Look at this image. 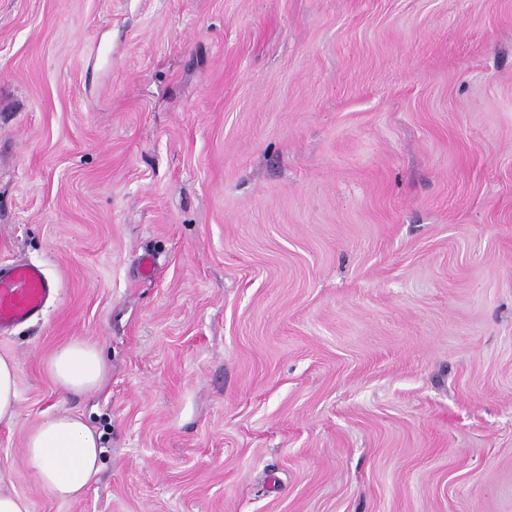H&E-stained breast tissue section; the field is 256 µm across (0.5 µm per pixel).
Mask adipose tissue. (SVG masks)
Masks as SVG:
<instances>
[{
	"mask_svg": "<svg viewBox=\"0 0 512 512\" xmlns=\"http://www.w3.org/2000/svg\"><path fill=\"white\" fill-rule=\"evenodd\" d=\"M46 370L56 386L81 394L98 389L107 363L96 344L70 341L50 355ZM101 434L86 419L61 413L27 433L23 459L33 483L60 501L78 499L102 467Z\"/></svg>",
	"mask_w": 512,
	"mask_h": 512,
	"instance_id": "obj_1",
	"label": "adipose tissue"
}]
</instances>
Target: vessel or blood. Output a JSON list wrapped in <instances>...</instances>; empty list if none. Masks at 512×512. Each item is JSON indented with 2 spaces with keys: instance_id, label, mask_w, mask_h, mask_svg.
Masks as SVG:
<instances>
[{
  "instance_id": "b4317fda",
  "label": "vessel or blood",
  "mask_w": 512,
  "mask_h": 512,
  "mask_svg": "<svg viewBox=\"0 0 512 512\" xmlns=\"http://www.w3.org/2000/svg\"><path fill=\"white\" fill-rule=\"evenodd\" d=\"M52 292L41 266L26 263L0 267V334L40 317Z\"/></svg>"
}]
</instances>
